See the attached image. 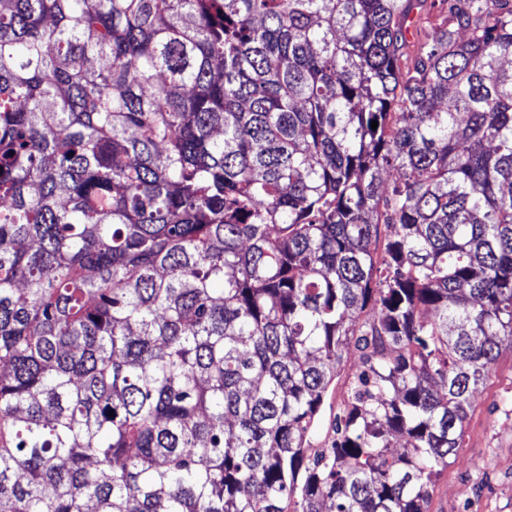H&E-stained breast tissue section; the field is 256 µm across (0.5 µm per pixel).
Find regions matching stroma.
I'll return each instance as SVG.
<instances>
[{
	"instance_id": "obj_1",
	"label": "stroma",
	"mask_w": 512,
	"mask_h": 512,
	"mask_svg": "<svg viewBox=\"0 0 512 512\" xmlns=\"http://www.w3.org/2000/svg\"><path fill=\"white\" fill-rule=\"evenodd\" d=\"M428 512H512V347L475 390L458 459L438 476Z\"/></svg>"
}]
</instances>
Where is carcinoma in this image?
I'll use <instances>...</instances> for the list:
<instances>
[{"label": "carcinoma", "instance_id": "1", "mask_svg": "<svg viewBox=\"0 0 512 512\" xmlns=\"http://www.w3.org/2000/svg\"><path fill=\"white\" fill-rule=\"evenodd\" d=\"M505 346L509 0H0V512H428ZM347 378L345 374L334 390H330L325 401L322 417L319 420L316 436V448H328L332 438L331 422L336 416V409L344 402L347 394Z\"/></svg>", "mask_w": 512, "mask_h": 512}]
</instances>
